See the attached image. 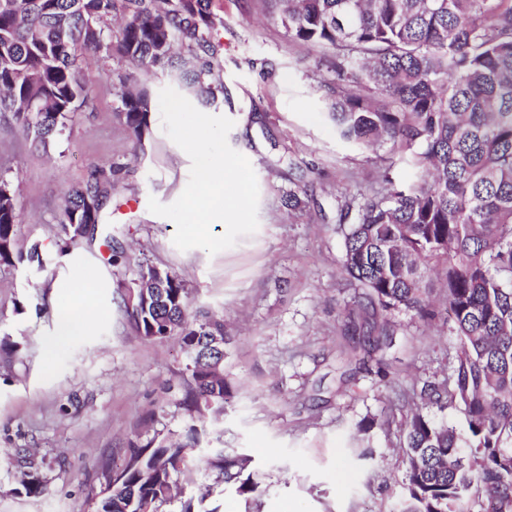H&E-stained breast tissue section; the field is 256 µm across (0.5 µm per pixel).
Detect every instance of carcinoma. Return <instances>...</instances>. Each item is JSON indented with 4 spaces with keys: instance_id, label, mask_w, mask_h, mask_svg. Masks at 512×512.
Segmentation results:
<instances>
[{
    "instance_id": "cac0c4a2",
    "label": "carcinoma",
    "mask_w": 512,
    "mask_h": 512,
    "mask_svg": "<svg viewBox=\"0 0 512 512\" xmlns=\"http://www.w3.org/2000/svg\"><path fill=\"white\" fill-rule=\"evenodd\" d=\"M210 0H0V115L43 146L85 103L86 52L134 68L119 77L126 131L137 145L149 132L154 99L142 76L167 70L170 81L206 105L224 92L216 80L223 20ZM288 35L332 53L324 84L340 138L384 150L415 170V182L387 180L381 193L341 210V267L363 289L347 325L373 358L394 329L377 311L412 312L433 321L448 310L458 340L451 383L426 381L403 420L407 470L399 512H512V0H275ZM120 19L119 32L112 20ZM112 197V169L94 166L64 195L59 239L65 245L99 223ZM20 215L0 181V273L38 248L16 250ZM433 273L442 304L431 299ZM188 289L162 272L161 288L133 298L145 339L180 336L188 363L180 406L193 424L183 438L154 431L133 442L124 468L106 470L95 512H219L216 489L247 499L261 494L245 454L216 449L202 457L205 427L235 398L224 368L196 357L206 332L224 336V319L188 317ZM451 407L465 429L438 424L428 406ZM213 476L200 493L176 477L199 463Z\"/></svg>"
}]
</instances>
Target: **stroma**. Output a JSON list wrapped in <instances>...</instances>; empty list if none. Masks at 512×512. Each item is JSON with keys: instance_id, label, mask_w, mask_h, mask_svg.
<instances>
[{"instance_id": "1", "label": "stroma", "mask_w": 512, "mask_h": 512, "mask_svg": "<svg viewBox=\"0 0 512 512\" xmlns=\"http://www.w3.org/2000/svg\"><path fill=\"white\" fill-rule=\"evenodd\" d=\"M210 9L224 22V96L208 112L233 120L228 142L259 185V227L235 246L179 250L174 222L149 212V198L179 197L190 159L157 111L143 144L129 139L120 59L84 56L88 102L47 146L0 117V177L16 195L19 242L46 262L0 273V349L11 354L0 363V512H93L104 467L120 466L130 441L158 423L184 431L181 341L142 338L124 302L143 265L180 274L190 311L224 318V371L240 392L217 445L252 457L261 512H394L403 498L396 396L448 380L457 340L442 322L394 312L385 376L348 362L341 329L355 291L336 222L345 199L382 190L387 176L411 182L412 172L338 139L319 92L332 57L291 39L270 0H210ZM95 164L112 169V200L94 232L59 253L64 193ZM292 190L302 204L291 210ZM87 299L97 318L59 340V310ZM30 466L44 484L36 495L18 483Z\"/></svg>"}]
</instances>
